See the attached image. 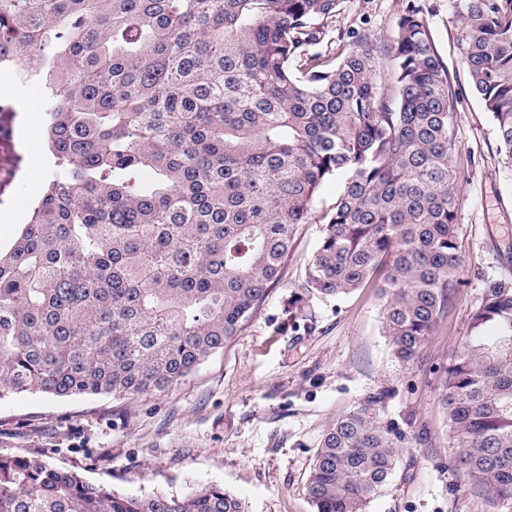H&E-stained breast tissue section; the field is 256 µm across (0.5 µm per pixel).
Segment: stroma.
Instances as JSON below:
<instances>
[{"mask_svg": "<svg viewBox=\"0 0 512 512\" xmlns=\"http://www.w3.org/2000/svg\"><path fill=\"white\" fill-rule=\"evenodd\" d=\"M407 0H345L318 46L336 52L339 36L367 27L389 38ZM437 48L462 95L452 166L459 182L457 236L463 269L447 314L417 358L401 361L381 322L379 288L324 300L305 286L325 209L340 181L319 192L299 225L266 303L193 373L157 396L56 399L23 393L0 403V455H39L121 492L179 495L198 483L222 484L250 512H313L307 480L330 426L369 397L405 437L388 487L368 512H504L456 467L441 394L448 367L470 334V314L485 281L512 274V168L498 154L493 123L467 93L459 67V24L451 0H425ZM30 119V174L17 189L30 197L44 180L40 85L10 88ZM305 315L293 320L288 301Z\"/></svg>", "mask_w": 512, "mask_h": 512, "instance_id": "stroma-1", "label": "stroma"}]
</instances>
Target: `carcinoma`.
I'll use <instances>...</instances> for the list:
<instances>
[{"instance_id": "carcinoma-1", "label": "carcinoma", "mask_w": 512, "mask_h": 512, "mask_svg": "<svg viewBox=\"0 0 512 512\" xmlns=\"http://www.w3.org/2000/svg\"><path fill=\"white\" fill-rule=\"evenodd\" d=\"M344 0H0V65L46 91L44 188L0 248V401L163 393L266 302L320 188L306 285L380 282L413 360L462 267L451 166L459 93L416 0L385 41L314 52ZM470 93L512 167V0H452ZM441 402L454 462L512 512V276L485 284ZM376 399L320 442L313 512H367L404 441ZM0 512H249L218 483L119 493L0 456Z\"/></svg>"}]
</instances>
